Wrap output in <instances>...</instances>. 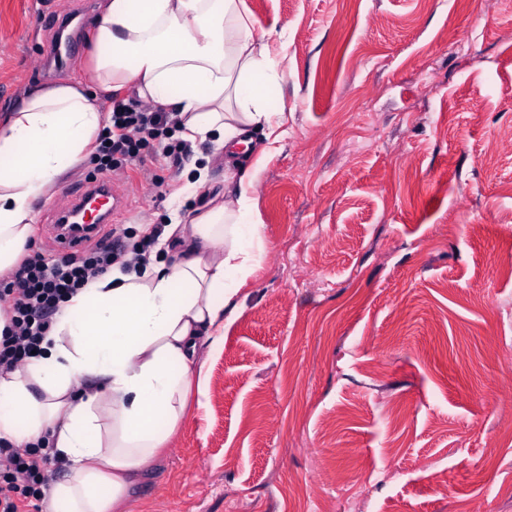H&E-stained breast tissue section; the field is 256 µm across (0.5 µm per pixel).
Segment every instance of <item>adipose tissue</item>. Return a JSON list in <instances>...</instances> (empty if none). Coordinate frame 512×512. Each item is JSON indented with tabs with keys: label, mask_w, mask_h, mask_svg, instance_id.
I'll list each match as a JSON object with an SVG mask.
<instances>
[{
	"label": "adipose tissue",
	"mask_w": 512,
	"mask_h": 512,
	"mask_svg": "<svg viewBox=\"0 0 512 512\" xmlns=\"http://www.w3.org/2000/svg\"><path fill=\"white\" fill-rule=\"evenodd\" d=\"M241 0H100L81 80L29 91L0 115V275L33 234L34 204L93 152L106 117L92 93L126 91L176 112L185 141L214 154L270 128L278 82L272 31ZM255 173L222 202L183 219L172 210L164 255L116 264L62 307L40 356L0 371V438L23 448L50 435L67 470L45 512H123L207 383L203 344L217 345L235 296L262 258L252 220Z\"/></svg>",
	"instance_id": "ef3b65f1"
}]
</instances>
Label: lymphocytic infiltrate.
Returning a JSON list of instances; mask_svg holds the SVG:
<instances>
[{
	"mask_svg": "<svg viewBox=\"0 0 512 512\" xmlns=\"http://www.w3.org/2000/svg\"><path fill=\"white\" fill-rule=\"evenodd\" d=\"M180 124L174 113L156 108L139 110L113 100L110 119L94 153L100 173L130 165L165 160L180 166L189 143L177 139ZM125 255L119 236L105 232L84 250L46 259L42 252L27 255L7 281L0 283V299L10 305L11 319L0 333V369L12 370L40 351L53 318L90 277L106 274ZM57 458L48 437L20 450L0 440V512H26L42 497L51 465Z\"/></svg>",
	"mask_w": 512,
	"mask_h": 512,
	"instance_id": "f902f5d3",
	"label": "lymphocytic infiltrate"
}]
</instances>
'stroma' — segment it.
Returning <instances> with one entry per match:
<instances>
[{
  "mask_svg": "<svg viewBox=\"0 0 512 512\" xmlns=\"http://www.w3.org/2000/svg\"><path fill=\"white\" fill-rule=\"evenodd\" d=\"M282 32L270 140L111 179L137 241L257 170L264 254L125 512H512V0H244ZM81 32L59 68L46 5ZM98 0H0V113L83 78ZM35 206L57 254L65 190Z\"/></svg>",
  "mask_w": 512,
  "mask_h": 512,
  "instance_id": "35a3bbf8",
  "label": "stroma"
}]
</instances>
